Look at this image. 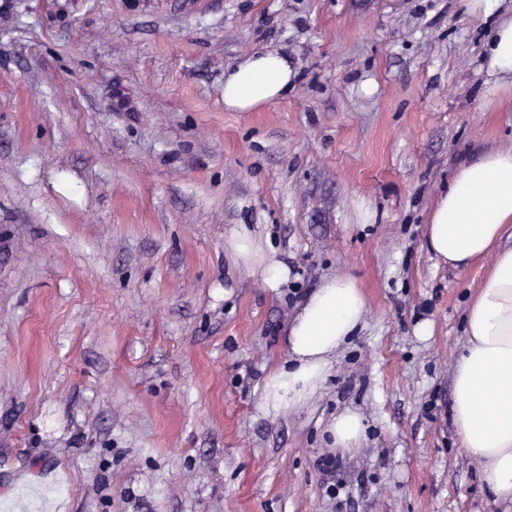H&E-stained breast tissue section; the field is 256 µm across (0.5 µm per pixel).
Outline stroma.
Masks as SVG:
<instances>
[{
	"label": "stroma",
	"mask_w": 512,
	"mask_h": 512,
	"mask_svg": "<svg viewBox=\"0 0 512 512\" xmlns=\"http://www.w3.org/2000/svg\"><path fill=\"white\" fill-rule=\"evenodd\" d=\"M488 29L462 0H0V512H512L451 421L489 264L426 239L458 163L512 148ZM262 50L296 89L225 110ZM238 224L287 285L232 264ZM340 276L363 327L308 406L264 413ZM346 409L367 438L328 472Z\"/></svg>",
	"instance_id": "35a3bbf8"
}]
</instances>
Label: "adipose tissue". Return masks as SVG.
Here are the masks:
<instances>
[{"instance_id": "ef3b65f1", "label": "adipose tissue", "mask_w": 512, "mask_h": 512, "mask_svg": "<svg viewBox=\"0 0 512 512\" xmlns=\"http://www.w3.org/2000/svg\"><path fill=\"white\" fill-rule=\"evenodd\" d=\"M469 14L489 21L483 66L495 85L512 81V0H468ZM298 71L283 54L257 51L224 73V106L251 112L287 97ZM512 150H491L461 165L435 203L428 245L439 262L466 268L488 252L496 261L465 316L466 345L453 375L452 423L465 452L481 465L497 500L512 502ZM232 262L267 288L287 284L289 268L244 224L225 238ZM366 298L350 277L322 282L288 329V357L268 374L262 407L279 415L306 406L332 374L340 349L366 318ZM329 445L350 450L366 438L362 415L346 410L325 429Z\"/></svg>"}]
</instances>
